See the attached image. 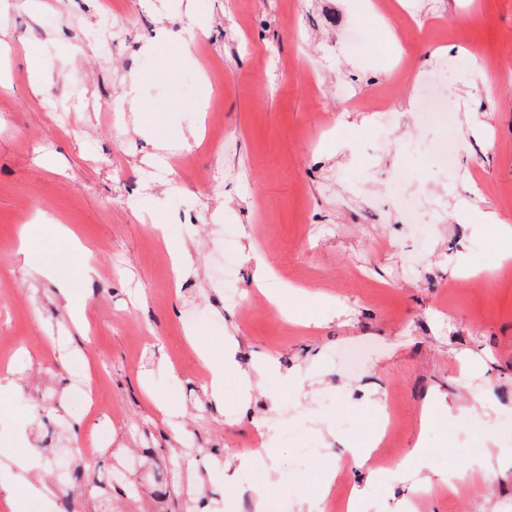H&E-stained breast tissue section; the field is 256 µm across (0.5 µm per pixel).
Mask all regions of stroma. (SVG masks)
Segmentation results:
<instances>
[{
    "mask_svg": "<svg viewBox=\"0 0 512 512\" xmlns=\"http://www.w3.org/2000/svg\"><path fill=\"white\" fill-rule=\"evenodd\" d=\"M389 20L411 64L396 84L362 0H31L0 14V465L32 459L54 489L42 512H195L201 497L255 512L262 494L267 512L302 497L320 512L512 503V261L484 220L512 225V0H407ZM189 39L194 62H177ZM133 96L145 111H116ZM208 108L222 139L204 136ZM61 226L97 269L72 288L79 326L17 253L29 228L39 260L71 269ZM228 232L234 302L212 273ZM170 241L191 256L178 283ZM260 268L280 305L255 293ZM229 337L254 373L245 403L231 373L211 397L197 357L220 358ZM159 397L181 416L167 421ZM97 433L99 455L85 450ZM477 459L493 488L456 484Z\"/></svg>",
    "mask_w": 512,
    "mask_h": 512,
    "instance_id": "1",
    "label": "stroma"
}]
</instances>
